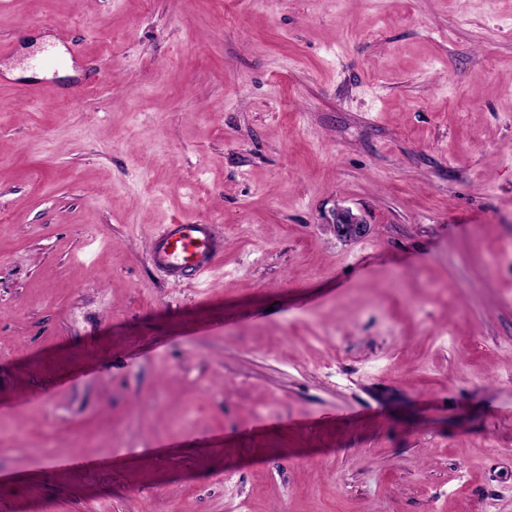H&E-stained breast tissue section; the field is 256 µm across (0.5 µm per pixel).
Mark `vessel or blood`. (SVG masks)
Wrapping results in <instances>:
<instances>
[{
    "label": "vessel or blood",
    "mask_w": 512,
    "mask_h": 512,
    "mask_svg": "<svg viewBox=\"0 0 512 512\" xmlns=\"http://www.w3.org/2000/svg\"><path fill=\"white\" fill-rule=\"evenodd\" d=\"M223 256L224 238L209 221L162 225L147 250L148 263L176 283H203Z\"/></svg>",
    "instance_id": "obj_1"
}]
</instances>
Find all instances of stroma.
Masks as SVG:
<instances>
[{
	"mask_svg": "<svg viewBox=\"0 0 512 512\" xmlns=\"http://www.w3.org/2000/svg\"><path fill=\"white\" fill-rule=\"evenodd\" d=\"M0 43V512H512V0H0ZM333 224L337 237L343 239L360 237L366 231L365 222L349 210L338 211ZM146 257L174 283L202 284L224 257V237L210 221L165 224L152 236Z\"/></svg>",
	"mask_w": 512,
	"mask_h": 512,
	"instance_id": "obj_1",
	"label": "stroma"
}]
</instances>
